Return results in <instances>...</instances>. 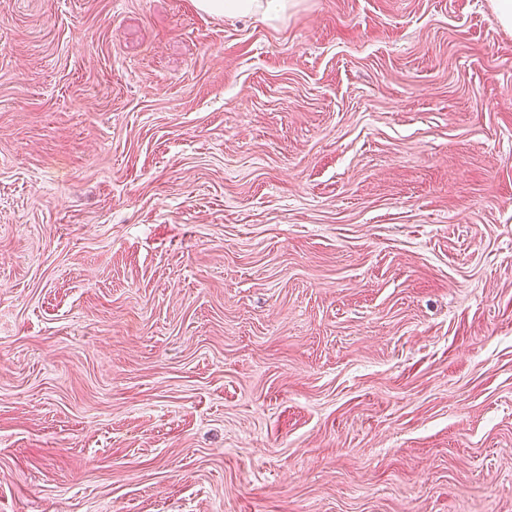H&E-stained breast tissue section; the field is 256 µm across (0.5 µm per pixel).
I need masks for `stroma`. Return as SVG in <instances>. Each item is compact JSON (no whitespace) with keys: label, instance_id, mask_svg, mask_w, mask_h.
<instances>
[{"label":"stroma","instance_id":"1","mask_svg":"<svg viewBox=\"0 0 512 512\" xmlns=\"http://www.w3.org/2000/svg\"><path fill=\"white\" fill-rule=\"evenodd\" d=\"M0 512H512L491 0H0ZM291 0H196L195 6L210 15H259L268 22L279 21L288 13Z\"/></svg>","mask_w":512,"mask_h":512}]
</instances>
